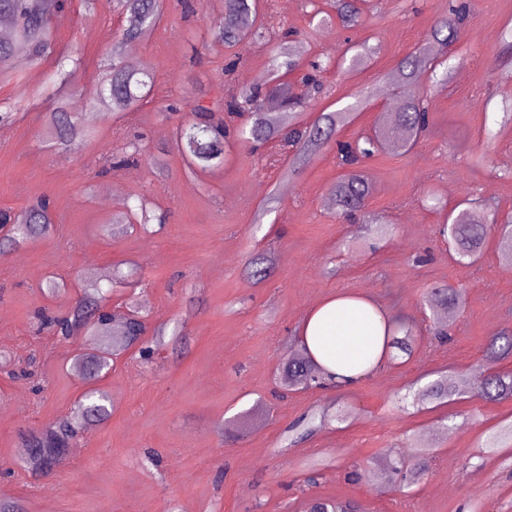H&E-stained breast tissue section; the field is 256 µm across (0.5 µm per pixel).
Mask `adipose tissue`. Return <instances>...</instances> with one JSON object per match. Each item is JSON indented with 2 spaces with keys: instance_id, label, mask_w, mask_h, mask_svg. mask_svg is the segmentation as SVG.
<instances>
[{
  "instance_id": "1",
  "label": "adipose tissue",
  "mask_w": 512,
  "mask_h": 512,
  "mask_svg": "<svg viewBox=\"0 0 512 512\" xmlns=\"http://www.w3.org/2000/svg\"><path fill=\"white\" fill-rule=\"evenodd\" d=\"M389 316L371 299L336 294L312 308L299 342L324 370L326 383L353 388L386 360Z\"/></svg>"
}]
</instances>
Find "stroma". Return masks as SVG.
Masks as SVG:
<instances>
[{"instance_id":"1","label":"stroma","mask_w":512,"mask_h":512,"mask_svg":"<svg viewBox=\"0 0 512 512\" xmlns=\"http://www.w3.org/2000/svg\"><path fill=\"white\" fill-rule=\"evenodd\" d=\"M470 12L448 46V81L417 86L431 126L409 152L381 151L361 170L372 194L357 222L328 207L342 173L335 150L296 174L289 148L275 141L257 152L231 147L223 168H191L173 147L176 119L165 110L187 90L213 101L245 89V73L269 74L259 43L225 72L222 47L201 50L224 0H196L185 21L178 0L138 46L155 77L138 111L95 113L74 151L51 148L47 105L25 109L56 57L79 52L82 64L63 98L71 110L95 112L105 50L124 25L110 0L86 11L72 0L54 20V55L0 81V210L18 212L41 195L54 202V231L0 255V500L18 512H302L315 496L350 500L360 512H512V453L484 449L499 423L512 421V399L486 402L468 393L417 406L420 389L443 374L479 365L491 337L512 333V264L501 261L490 232L475 263L458 261L439 234L447 210L475 200L512 213V65L501 52L512 29V0H466ZM330 0H260L267 27L296 31L304 62L322 61L324 92L302 110L304 121L371 94L367 108L341 128L348 140L369 131L404 86L380 91L382 74L425 45L448 0H363L360 25L314 27V9ZM373 54L353 68L349 47ZM142 134L149 153L164 155L160 180L146 162L117 160L127 137ZM125 205L144 195L166 221L153 232L138 222L107 237L115 213L102 200L112 184ZM267 253L275 271L257 284L249 260ZM60 283L45 290L48 279ZM109 282L107 308L139 310L163 345L149 361L123 353L99 386L111 398L107 422L88 427L75 449L49 472L20 469L31 431L65 417L85 389L73 368L89 345L42 329L38 310L70 313L86 281ZM446 285L466 295L451 336H433L428 296ZM365 296L412 328L411 354L387 360L353 389H281V367L299 350L305 316L336 293ZM436 458L413 489L397 482L350 480L387 453L412 455L425 433Z\"/></svg>"}]
</instances>
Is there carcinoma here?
I'll return each mask as SVG.
<instances>
[{
  "mask_svg": "<svg viewBox=\"0 0 512 512\" xmlns=\"http://www.w3.org/2000/svg\"><path fill=\"white\" fill-rule=\"evenodd\" d=\"M113 7L124 15L126 25L108 50L110 63L104 65L100 80V93L95 107L101 112L123 110L132 112L151 94L153 75L139 69L124 59V48L144 42L152 35L163 9V0H112ZM337 17L342 26L354 27L361 21L358 0H334ZM63 4L54 0H0V17L14 23V36L0 40V78L12 79V61L26 57L32 64H41L51 53L52 24L50 14L62 9ZM466 20L464 5L448 4V16L433 29L431 38L436 42L451 43L458 38ZM214 41L231 53L224 73L233 71L239 56L233 50L251 41L262 39L270 45L271 79L265 87H255L238 95L223 98L221 105L210 106L203 101L202 91L193 90L183 96L179 110L185 112V121L176 128L177 150L188 164L201 171H212L224 165V148L231 135L245 143H267L280 137L288 139L294 148L290 158V172H297L310 163L317 154L332 146L345 172L333 187L336 209L344 215H353L364 209L371 190L367 180L358 170V164L375 155L383 147L409 151L429 127V107L426 97L417 96L406 100L401 111L390 119L377 120L369 134H361L350 141L335 138L338 129L350 124L359 104L355 103L335 112H323L311 123L297 121L298 109L307 99L321 93L323 82L320 66L301 77L304 92H294L290 76L303 67L294 40L289 34L274 41L265 36L264 27L256 9V0H224V11L211 30ZM441 66L438 56L418 50L403 58L397 65L392 79L401 82L432 80ZM73 70L62 64L49 78L38 95L51 97L70 83ZM277 97L282 110L268 112L261 105L263 97ZM51 137L57 147L74 150L88 135V124L93 117L87 113L71 111L59 99L48 116ZM14 221L10 233L0 242L19 247L34 239L49 235L52 229V207L48 197L15 214L3 211L0 224ZM496 209L484 205L480 209L466 207L450 212L440 234L447 237L454 251L462 258L476 259L487 236V225L498 224ZM272 258L267 254L255 256L250 261L249 274L257 283L265 281L271 273ZM100 282L89 283L72 314L66 317L41 316L43 325L51 328L62 339L81 331L90 338V347L76 357V367L84 381L95 383L112 367L114 356L127 352L143 343L147 326L141 316L115 315L102 311ZM457 291L453 286L441 288L431 295V305L437 308L433 319L435 335L446 338L451 331V318L456 307ZM415 335L409 328L391 336L388 346L409 354ZM512 354V335L500 333L489 345V359L494 361ZM284 386L291 389H309L325 384L319 367L301 352L288 359L283 368ZM477 390L485 401L496 402L512 398V373L491 374L477 369L468 375L441 377L420 391V401L442 404L449 398L463 395L469 389ZM109 394L92 388L77 402L69 416L38 433H32L24 446L28 448L24 468L43 473L51 469L70 447L72 440L84 432L91 422H105L109 416ZM484 447L494 450L512 448V423L500 426L488 435ZM432 462L431 452L419 449L415 459L391 457L386 463L368 474L370 481L398 476L407 486L417 484L428 471ZM309 512H355L349 502H337L329 498H316L307 503Z\"/></svg>",
  "mask_w": 512,
  "mask_h": 512,
  "instance_id": "cac0c4a2",
  "label": "carcinoma"
}]
</instances>
